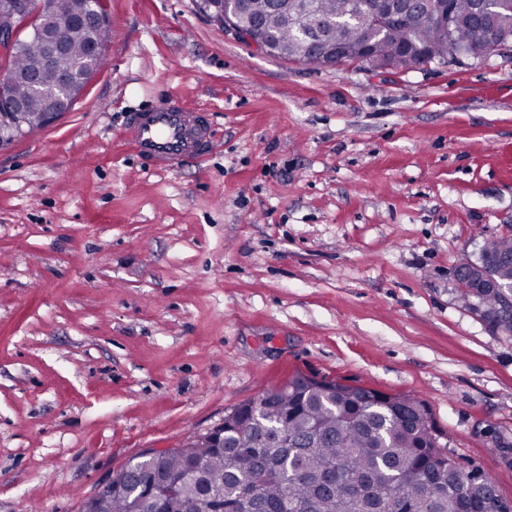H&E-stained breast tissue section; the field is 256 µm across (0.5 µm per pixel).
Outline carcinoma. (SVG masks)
Listing matches in <instances>:
<instances>
[{
	"label": "carcinoma",
	"mask_w": 512,
	"mask_h": 512,
	"mask_svg": "<svg viewBox=\"0 0 512 512\" xmlns=\"http://www.w3.org/2000/svg\"><path fill=\"white\" fill-rule=\"evenodd\" d=\"M59 2L54 30L65 50L41 69L45 93L22 83L3 86L9 98L26 102L30 132L43 127L44 113L74 106L54 96L60 72L93 76L107 60L85 51L90 42L110 41L109 23L75 22L100 0ZM473 2L449 0L451 21L428 9L383 29L370 19L381 0H362L360 10L357 0H249L240 21L257 24L285 59L314 67L324 66V59L306 34L318 24L333 28L336 46L350 50L351 61H363L357 53L369 44L381 58L431 62L486 41L488 30L473 18ZM46 51L42 40L21 37L7 69L34 68ZM460 283L490 325L512 332L502 310L503 289L476 288L465 278ZM441 438L431 409L414 396L296 376L225 413L224 447H214L203 434L188 456L166 453L123 467L111 476V489L95 512H512L486 473L461 477ZM166 479L179 484L174 496L160 504L140 501Z\"/></svg>",
	"instance_id": "obj_1"
}]
</instances>
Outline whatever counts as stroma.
Listing matches in <instances>:
<instances>
[{"label":"stroma","mask_w":512,"mask_h":512,"mask_svg":"<svg viewBox=\"0 0 512 512\" xmlns=\"http://www.w3.org/2000/svg\"><path fill=\"white\" fill-rule=\"evenodd\" d=\"M103 5L106 66L0 146V512H82L299 373L425 401L512 502V332L453 277L512 235V53L312 68L195 0ZM166 95L210 111L204 163L125 145Z\"/></svg>","instance_id":"obj_1"}]
</instances>
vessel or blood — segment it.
<instances>
[{"label": "vessel or blood", "instance_id": "vessel-or-blood-1", "mask_svg": "<svg viewBox=\"0 0 512 512\" xmlns=\"http://www.w3.org/2000/svg\"><path fill=\"white\" fill-rule=\"evenodd\" d=\"M123 139L145 167L174 170L207 159L215 140V126L200 110L172 96L130 113Z\"/></svg>", "mask_w": 512, "mask_h": 512}]
</instances>
